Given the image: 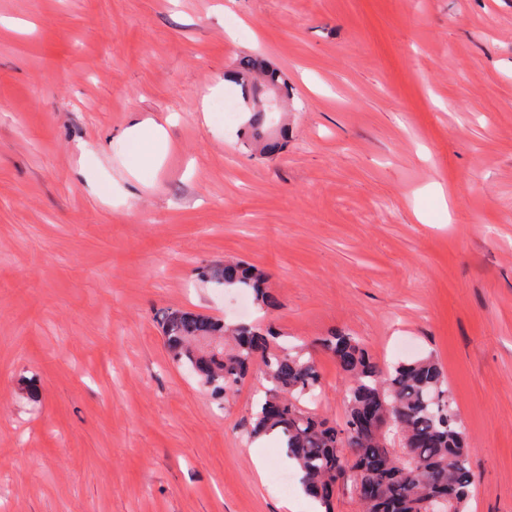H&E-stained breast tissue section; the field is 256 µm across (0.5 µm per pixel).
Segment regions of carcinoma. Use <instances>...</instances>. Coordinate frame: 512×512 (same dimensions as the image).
<instances>
[{"instance_id":"carcinoma-1","label":"carcinoma","mask_w":512,"mask_h":512,"mask_svg":"<svg viewBox=\"0 0 512 512\" xmlns=\"http://www.w3.org/2000/svg\"><path fill=\"white\" fill-rule=\"evenodd\" d=\"M228 75L242 87L250 112L244 131L249 147L261 156L280 153L288 130L283 126L275 135L269 132L267 109L257 98L266 85L288 97L286 79L251 55L237 59ZM202 277L237 284L251 290L259 305L275 307L265 275L250 264L207 266ZM161 327L173 360L189 367L215 394L238 390L261 361L270 387L257 404L248 434L278 432L286 455L298 463L301 486L326 512H331L336 486L346 485L353 493L360 481L375 489L372 499L360 502L361 512H386L389 502L397 503L399 512H467L474 485L470 448L447 376L433 356L383 366L351 336L323 338V350L336 357L348 382L346 420L338 428L303 405L321 385L317 362L306 348L281 344L271 329L262 333L246 323L227 326L183 309L167 312ZM375 400L386 406V431L354 433L353 421Z\"/></svg>"}]
</instances>
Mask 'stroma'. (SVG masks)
<instances>
[{
	"label": "stroma",
	"instance_id": "stroma-1",
	"mask_svg": "<svg viewBox=\"0 0 512 512\" xmlns=\"http://www.w3.org/2000/svg\"><path fill=\"white\" fill-rule=\"evenodd\" d=\"M247 54L291 87L273 158L224 117ZM144 118L169 151L134 180ZM224 260L269 275L271 312L201 281ZM169 309L435 357L469 512H512V0H0V512H281V445L247 435L261 371L211 395ZM312 354L305 405L342 422Z\"/></svg>",
	"mask_w": 512,
	"mask_h": 512
}]
</instances>
